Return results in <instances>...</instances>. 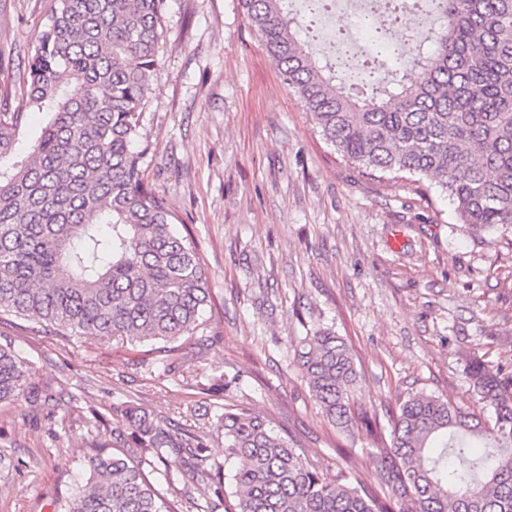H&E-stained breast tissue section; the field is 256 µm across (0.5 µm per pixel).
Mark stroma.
<instances>
[{
	"mask_svg": "<svg viewBox=\"0 0 512 512\" xmlns=\"http://www.w3.org/2000/svg\"><path fill=\"white\" fill-rule=\"evenodd\" d=\"M56 0H0V106L22 104L18 76ZM145 177L199 244L215 303L191 376L145 372L114 338L67 339L0 317V342L34 364L36 382L77 407L0 406V512H50L85 476L77 410L111 416L118 400L196 430L218 402L278 421L324 471L383 464L364 427L338 428L295 360L301 337L330 329L352 347L354 413L388 425L423 393L481 412L465 365L512 363V233L474 237L429 179L363 174L318 134L299 96L242 13L240 0H165L159 64L145 111Z\"/></svg>",
	"mask_w": 512,
	"mask_h": 512,
	"instance_id": "stroma-1",
	"label": "stroma"
}]
</instances>
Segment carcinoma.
Instances as JSON below:
<instances>
[{
    "label": "carcinoma",
    "instance_id": "1",
    "mask_svg": "<svg viewBox=\"0 0 512 512\" xmlns=\"http://www.w3.org/2000/svg\"><path fill=\"white\" fill-rule=\"evenodd\" d=\"M434 27L399 64L387 32L419 0H387L383 41L366 71L346 63L339 37L317 64V16L293 0H241L284 84L311 112L327 144L369 172L435 180L470 233L512 230V0H431ZM165 0H57L19 75L25 107L47 123L16 152L24 112L0 110V313L63 334L150 345L143 364L167 375L195 367L184 344L207 324L212 295L198 244L145 180L143 113L158 68ZM298 367L322 414L354 426L353 353L329 329L299 339ZM467 374L492 420L446 399L400 402L380 483L347 467L325 475L269 416L222 404L205 431L171 429L142 408H113L129 434L108 448L89 439L85 482L50 512H512V365L470 359ZM61 403L31 381L30 362L0 343V405ZM224 435L235 467L208 470L206 441ZM187 477L183 499L149 478Z\"/></svg>",
    "mask_w": 512,
    "mask_h": 512
}]
</instances>
